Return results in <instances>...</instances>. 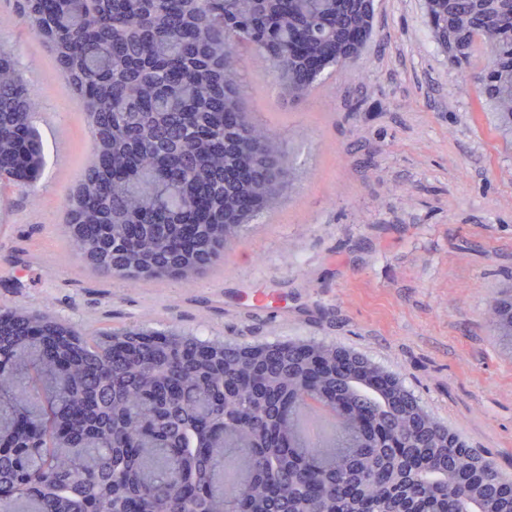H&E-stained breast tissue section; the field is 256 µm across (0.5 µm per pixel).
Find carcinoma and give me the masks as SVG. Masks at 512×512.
Returning <instances> with one entry per match:
<instances>
[{"instance_id":"1","label":"carcinoma","mask_w":512,"mask_h":512,"mask_svg":"<svg viewBox=\"0 0 512 512\" xmlns=\"http://www.w3.org/2000/svg\"><path fill=\"white\" fill-rule=\"evenodd\" d=\"M34 34L80 97L94 146L67 205L69 222L98 224L103 244L116 245L126 275L149 279L180 271L191 279L239 245L243 228L278 201L293 179L286 151L241 102L232 59L242 45L268 62L281 95L304 100L322 72L338 65L330 49L351 22L371 31L372 14L348 12L345 0H61L57 15H36L20 0ZM432 29L452 28L456 41L495 61L485 76V105L512 131V0H435ZM38 96L12 51L0 46V160L11 130L24 128L28 150L43 167L44 147L32 115ZM244 168L224 185V167ZM204 188L217 203L214 220L182 265L172 226L188 195ZM492 329L512 343V289L490 304ZM0 512H387L404 502L387 469L351 501L318 500L301 487L336 486L360 449L354 417L337 410L335 432L310 445L299 426L300 400L313 367L299 360L302 343L257 347L170 330L138 336L103 329L86 338L74 328L54 337L50 309L15 308L0 319ZM58 339L49 354L44 340ZM264 392L244 412L224 386ZM372 376L336 383L317 377L325 400L336 390L351 405L372 403L391 426L401 462L424 466L430 481L409 489L415 512H459L457 483L467 446L447 452L404 388L382 395ZM489 512H512V500L488 490Z\"/></svg>"}]
</instances>
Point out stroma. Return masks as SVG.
<instances>
[{
  "label": "stroma",
  "mask_w": 512,
  "mask_h": 512,
  "mask_svg": "<svg viewBox=\"0 0 512 512\" xmlns=\"http://www.w3.org/2000/svg\"><path fill=\"white\" fill-rule=\"evenodd\" d=\"M39 107L45 166L0 185V309H50L82 331L178 328L241 345L326 342L354 351L471 448L512 474V345L488 303L512 285V150L480 111L479 54L451 60L425 0H374L355 62L288 106L251 49L242 103L288 152L293 180L219 265L193 281L92 272L67 241V201L93 132L17 0H0ZM266 312L249 314L254 298Z\"/></svg>",
  "instance_id": "obj_1"
}]
</instances>
